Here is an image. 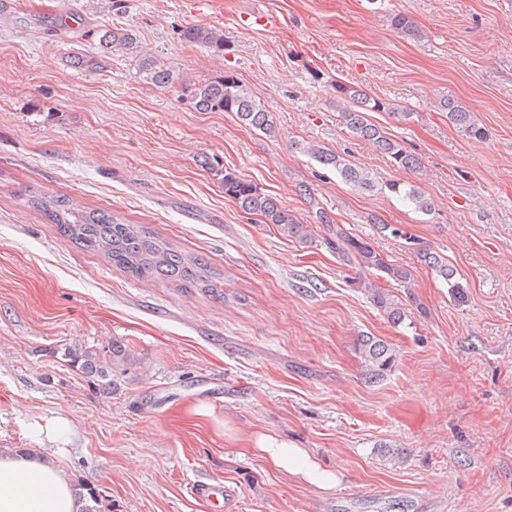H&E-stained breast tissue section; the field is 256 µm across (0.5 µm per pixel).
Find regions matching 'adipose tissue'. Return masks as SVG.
<instances>
[{"instance_id":"1","label":"adipose tissue","mask_w":512,"mask_h":512,"mask_svg":"<svg viewBox=\"0 0 512 512\" xmlns=\"http://www.w3.org/2000/svg\"><path fill=\"white\" fill-rule=\"evenodd\" d=\"M258 452L277 469L320 490H331L338 482L336 474L323 469L307 449L264 435ZM80 508L52 455L0 451V512H79Z\"/></svg>"}]
</instances>
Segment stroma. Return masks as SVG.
Masks as SVG:
<instances>
[{
	"instance_id": "1",
	"label": "stroma",
	"mask_w": 512,
	"mask_h": 512,
	"mask_svg": "<svg viewBox=\"0 0 512 512\" xmlns=\"http://www.w3.org/2000/svg\"><path fill=\"white\" fill-rule=\"evenodd\" d=\"M61 13L76 20L58 36L49 21ZM396 13L418 36L392 26ZM111 23L176 77L234 73L272 130L189 110L134 54L65 65ZM195 24L223 29V56L179 41ZM339 83L390 104L369 118L417 171L350 133ZM449 99L486 140L449 124ZM306 142L346 156L374 189L300 151ZM207 156L281 200L308 241L244 214ZM394 180L431 212L392 195ZM303 185L334 223L410 269L412 288L381 283L415 296L402 325L354 287ZM22 186L204 255L224 300L135 280L65 241L19 200ZM422 249L448 258L457 287ZM366 335L399 352L374 384ZM111 344L128 357L108 392L63 356ZM59 419L68 429L55 440ZM263 435L307 449L336 488L277 470L255 450ZM53 447L72 484L97 485L112 512H207L190 488L214 481L232 499L222 512H512V0H129L124 13L108 0H29L0 13V448ZM387 188L401 199L409 201L420 211L428 212L432 209L431 201L412 184L394 181L388 183Z\"/></svg>"
}]
</instances>
